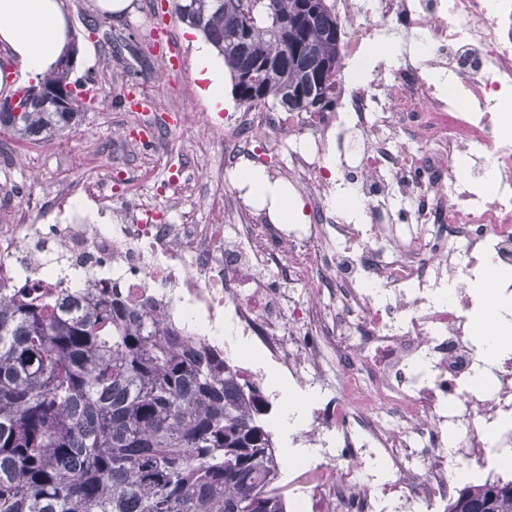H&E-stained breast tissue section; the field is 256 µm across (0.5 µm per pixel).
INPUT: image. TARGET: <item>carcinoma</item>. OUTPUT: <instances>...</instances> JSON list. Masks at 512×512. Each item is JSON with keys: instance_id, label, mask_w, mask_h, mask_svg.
Wrapping results in <instances>:
<instances>
[{"instance_id": "cac0c4a2", "label": "carcinoma", "mask_w": 512, "mask_h": 512, "mask_svg": "<svg viewBox=\"0 0 512 512\" xmlns=\"http://www.w3.org/2000/svg\"><path fill=\"white\" fill-rule=\"evenodd\" d=\"M243 2L171 8L224 56L239 102L253 106L240 78L270 61L264 100L286 107L289 90L322 81L320 61L340 60L327 35L336 13L328 0L316 14L273 0L279 28L267 15L246 19ZM87 94L60 66L1 101L0 125L52 142L78 125ZM271 408L233 360L116 292L0 293V512H287ZM446 512H512V480L469 483Z\"/></svg>"}]
</instances>
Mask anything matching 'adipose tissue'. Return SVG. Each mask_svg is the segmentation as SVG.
<instances>
[{
  "label": "adipose tissue",
  "instance_id": "adipose-tissue-1",
  "mask_svg": "<svg viewBox=\"0 0 512 512\" xmlns=\"http://www.w3.org/2000/svg\"><path fill=\"white\" fill-rule=\"evenodd\" d=\"M72 46L65 0H0V47L6 51L0 64V97L10 96L20 85L40 81L55 70ZM194 76L202 83L201 93L210 112L230 108L231 100L224 91V62L207 44L197 46ZM232 182L249 199L262 203L273 223H304L287 187L270 181L263 167L241 162ZM507 309L504 300L492 299L477 317L485 359L512 350V321L504 316Z\"/></svg>",
  "mask_w": 512,
  "mask_h": 512
}]
</instances>
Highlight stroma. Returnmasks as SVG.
I'll return each mask as SVG.
<instances>
[{
    "mask_svg": "<svg viewBox=\"0 0 512 512\" xmlns=\"http://www.w3.org/2000/svg\"><path fill=\"white\" fill-rule=\"evenodd\" d=\"M123 21L104 19L90 34L93 0H66L74 48L92 46L74 61L71 78L88 81L95 101L78 126L46 143L0 139V224L26 213L40 220L43 201L74 185L109 180L100 207L146 200L174 206L194 224H245L224 180L225 129L243 105L212 118L192 75L193 37L168 0H136Z\"/></svg>",
    "mask_w": 512,
    "mask_h": 512,
    "instance_id": "stroma-1",
    "label": "stroma"
}]
</instances>
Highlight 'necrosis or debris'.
<instances>
[{
	"mask_svg": "<svg viewBox=\"0 0 512 512\" xmlns=\"http://www.w3.org/2000/svg\"><path fill=\"white\" fill-rule=\"evenodd\" d=\"M352 31L344 54L396 30L404 48L348 88L335 112H247L230 136L251 157L263 133L291 143L288 183L303 224H177L152 205L126 223L77 207L0 225V288L34 297L99 294L118 283L128 306L152 300L197 346L223 349L216 326L266 367L315 393L298 433L336 456L291 463L298 512H446L451 472H512V352L482 365L472 284L496 272L512 296V0H338ZM336 164L326 168L327 155ZM353 193L355 220L338 190Z\"/></svg>",
	"mask_w": 512,
	"mask_h": 512,
	"instance_id": "necrosis-or-debris-1",
	"label": "necrosis or debris"
}]
</instances>
